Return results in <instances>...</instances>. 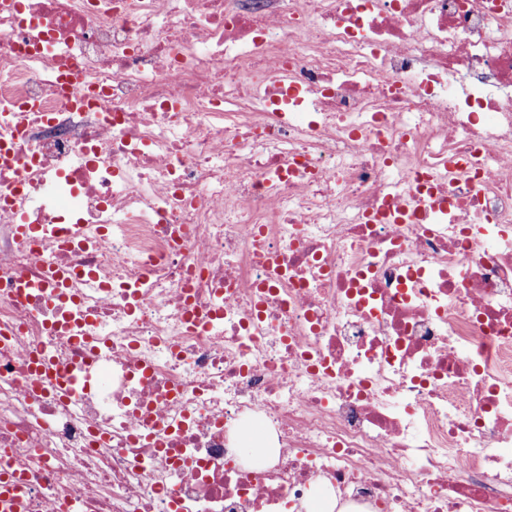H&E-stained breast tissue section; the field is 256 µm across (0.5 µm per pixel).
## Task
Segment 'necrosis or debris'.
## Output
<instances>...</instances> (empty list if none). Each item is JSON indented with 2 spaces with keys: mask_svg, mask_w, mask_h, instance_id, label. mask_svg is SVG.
Here are the masks:
<instances>
[{
  "mask_svg": "<svg viewBox=\"0 0 512 512\" xmlns=\"http://www.w3.org/2000/svg\"><path fill=\"white\" fill-rule=\"evenodd\" d=\"M4 327L27 512H512V0H0Z\"/></svg>",
  "mask_w": 512,
  "mask_h": 512,
  "instance_id": "1",
  "label": "necrosis or debris"
}]
</instances>
